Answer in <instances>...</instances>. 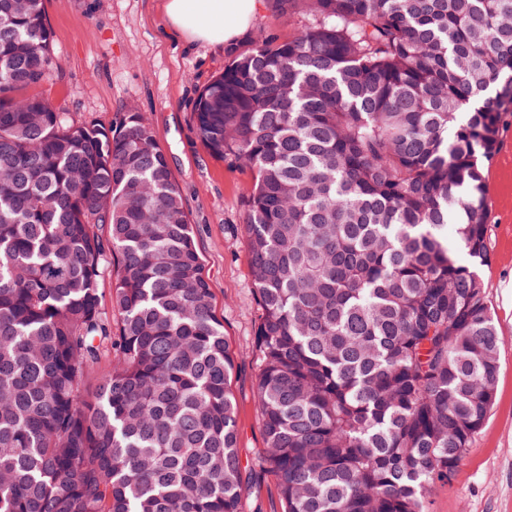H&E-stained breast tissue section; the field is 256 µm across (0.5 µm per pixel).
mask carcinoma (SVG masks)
<instances>
[{"mask_svg":"<svg viewBox=\"0 0 512 512\" xmlns=\"http://www.w3.org/2000/svg\"><path fill=\"white\" fill-rule=\"evenodd\" d=\"M266 8L301 24L194 107L252 173L263 466L283 512H428L497 387L477 268L512 0ZM57 68L43 0H0V512H240L234 360L167 155L142 112L59 111Z\"/></svg>","mask_w":512,"mask_h":512,"instance_id":"cac0c4a2","label":"carcinoma"}]
</instances>
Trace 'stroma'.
<instances>
[{
    "label": "stroma",
    "instance_id": "35a3bbf8",
    "mask_svg": "<svg viewBox=\"0 0 512 512\" xmlns=\"http://www.w3.org/2000/svg\"><path fill=\"white\" fill-rule=\"evenodd\" d=\"M60 68L45 91L76 120L106 124L122 112L145 113L165 150L193 226L215 312L234 357L238 450L244 470L241 512H282L279 489L264 472L265 437L254 397L259 313L244 238L242 192L251 176L200 147L193 106L224 68L223 45L173 34L163 0H45ZM489 259L479 270L497 322L500 368L494 404L449 483L428 494L429 512H512V123L484 166Z\"/></svg>",
    "mask_w": 512,
    "mask_h": 512
}]
</instances>
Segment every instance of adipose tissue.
<instances>
[{"instance_id": "adipose-tissue-1", "label": "adipose tissue", "mask_w": 512, "mask_h": 512, "mask_svg": "<svg viewBox=\"0 0 512 512\" xmlns=\"http://www.w3.org/2000/svg\"><path fill=\"white\" fill-rule=\"evenodd\" d=\"M257 6V0H166L165 11L185 38L231 44L249 28Z\"/></svg>"}]
</instances>
